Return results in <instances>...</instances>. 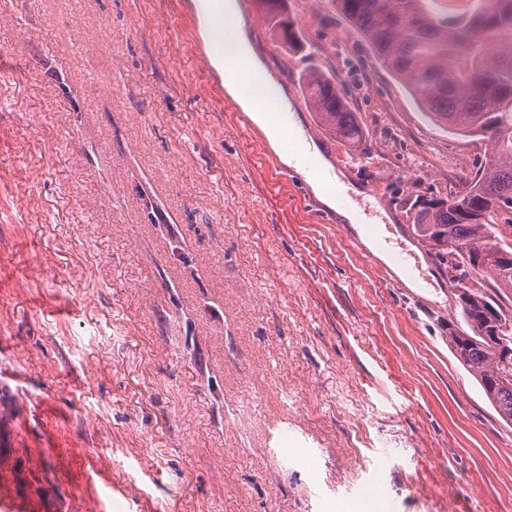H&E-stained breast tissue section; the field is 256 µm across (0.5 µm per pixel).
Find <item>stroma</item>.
Instances as JSON below:
<instances>
[{
  "label": "stroma",
  "instance_id": "obj_1",
  "mask_svg": "<svg viewBox=\"0 0 512 512\" xmlns=\"http://www.w3.org/2000/svg\"><path fill=\"white\" fill-rule=\"evenodd\" d=\"M193 0H0V494L23 512H512V422L457 361L461 308L404 200L461 190L449 133L332 0L244 29L423 288L271 174ZM335 79L351 149L306 106ZM261 2L266 8V13L270 16L273 28L278 29L279 34L288 41V45H292L297 36L290 23L281 18L283 0H262Z\"/></svg>",
  "mask_w": 512,
  "mask_h": 512
}]
</instances>
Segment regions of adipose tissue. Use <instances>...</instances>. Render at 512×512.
I'll use <instances>...</instances> for the list:
<instances>
[{
	"label": "adipose tissue",
	"mask_w": 512,
	"mask_h": 512,
	"mask_svg": "<svg viewBox=\"0 0 512 512\" xmlns=\"http://www.w3.org/2000/svg\"><path fill=\"white\" fill-rule=\"evenodd\" d=\"M234 64L240 65L241 72L237 79L225 81L228 94L240 103L265 132L280 162L303 173L307 184L322 204L338 209L336 194L326 191L316 176L317 171L327 170V160L317 145L307 140L296 117H289L288 126L284 129L272 121V112L281 110L284 104L283 92L255 58L248 41L235 32L224 36L223 53L214 60L216 69L221 72ZM306 155L314 160L315 169L304 167L302 158Z\"/></svg>",
	"instance_id": "ef3b65f1"
}]
</instances>
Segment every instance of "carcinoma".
Returning <instances> with one entry per match:
<instances>
[{"instance_id":"obj_1","label":"carcinoma","mask_w":512,"mask_h":512,"mask_svg":"<svg viewBox=\"0 0 512 512\" xmlns=\"http://www.w3.org/2000/svg\"><path fill=\"white\" fill-rule=\"evenodd\" d=\"M430 0H334L336 11L369 43L382 65L402 79L415 101L439 126L485 139L490 152L467 182L447 198H418L410 205L417 240L448 259L466 328H449L457 361L476 379L501 418L512 421V357L497 355L501 323L512 311L485 289L512 291V0H459L448 18ZM273 28L293 44L296 33L281 18L283 0H262ZM309 105L320 121L349 146L363 144V131L331 79L305 76Z\"/></svg>"}]
</instances>
